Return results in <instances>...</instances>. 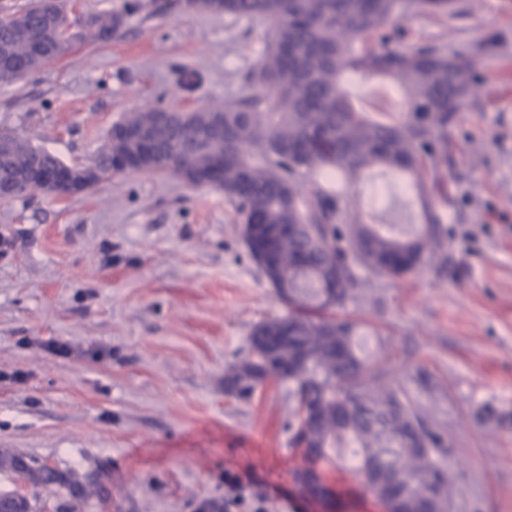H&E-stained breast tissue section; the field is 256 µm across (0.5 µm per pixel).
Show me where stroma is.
<instances>
[{
  "mask_svg": "<svg viewBox=\"0 0 512 512\" xmlns=\"http://www.w3.org/2000/svg\"><path fill=\"white\" fill-rule=\"evenodd\" d=\"M69 4L123 23L0 83V131L70 166L90 163L126 113L223 104L264 48L261 24L175 0ZM460 5L405 23L409 45L485 49L483 92L448 148L444 252L373 280L344 315L447 437L455 512H512V0ZM349 192L376 223L418 221L399 175L372 171ZM289 312L222 190L127 171L69 197L0 200V453L99 472L112 491L102 501L42 487L41 512H216L238 483L268 495L269 512H328L296 480L311 461L288 428L291 384L247 398L224 388L255 325ZM322 478L343 494L337 512H388L348 468Z\"/></svg>",
  "mask_w": 512,
  "mask_h": 512,
  "instance_id": "35a3bbf8",
  "label": "stroma"
}]
</instances>
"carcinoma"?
<instances>
[{
    "label": "carcinoma",
    "instance_id": "carcinoma-1",
    "mask_svg": "<svg viewBox=\"0 0 512 512\" xmlns=\"http://www.w3.org/2000/svg\"><path fill=\"white\" fill-rule=\"evenodd\" d=\"M193 9L265 25V49L244 75L249 92L221 107L174 112L155 123V110L119 124L147 128L153 162L142 172L171 173L194 186H215L235 207L248 253L294 313L258 323L247 355L227 368L228 392L249 397L263 377L294 384L288 427L303 411L323 410L311 432L315 462H352L381 475L399 458L411 482L372 481L368 491L392 512H427L433 495L452 494L454 476L441 454L442 434L412 406L405 390L364 355L356 324L321 312L359 299L367 281L355 270L395 280L440 256L442 207L448 205V145L457 114L481 92L473 61L480 44L419 40L398 45V23L410 16L460 12L458 0H196ZM66 0H26L0 15V81L13 82L68 52L78 39L116 27L118 14L87 12L77 30ZM384 77L400 93L384 120L354 104L350 84ZM0 151V183L37 169H67L51 152L19 137ZM132 144L107 134L94 167L106 174L112 157ZM381 169L402 175L417 191L421 220L407 232L374 224L336 185ZM0 469L34 485L82 484L45 464L19 466L0 454Z\"/></svg>",
    "mask_w": 512,
    "mask_h": 512
}]
</instances>
